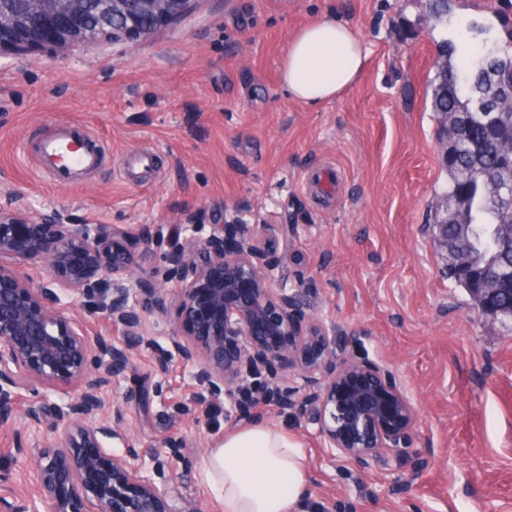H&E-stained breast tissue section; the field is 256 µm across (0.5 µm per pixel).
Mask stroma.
Returning <instances> with one entry per match:
<instances>
[{"instance_id": "stroma-1", "label": "stroma", "mask_w": 512, "mask_h": 512, "mask_svg": "<svg viewBox=\"0 0 512 512\" xmlns=\"http://www.w3.org/2000/svg\"><path fill=\"white\" fill-rule=\"evenodd\" d=\"M428 0H196L138 43L75 44L58 52L0 53V196L38 211L67 209L87 224L149 226L147 270L191 215L214 224H292L278 246L297 295L335 339L337 361L383 365L416 412L410 452L383 475L328 457L308 412L265 404L226 416L223 398L198 404L191 368L156 360L181 331L176 308L131 336L80 304L68 314L93 339L127 348L130 364L106 381L40 397L23 384L0 394V498L37 494L17 447L53 439V408L93 392L98 417L124 438L115 453L160 458L170 495L224 512L204 477L225 434L264 424L298 439L314 482L297 512H512V320L493 319L449 279L430 205L447 186L426 98L441 32ZM349 22L369 56L359 81L320 106L293 101L282 53L302 25ZM476 21L505 42L512 0H453L449 27ZM81 131L100 147L97 169L61 184L34 162L39 140ZM153 163L131 168L134 154ZM45 405L41 423L30 406Z\"/></svg>"}]
</instances>
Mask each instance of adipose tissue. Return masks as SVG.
I'll list each match as a JSON object with an SVG mask.
<instances>
[{"label": "adipose tissue", "instance_id": "1", "mask_svg": "<svg viewBox=\"0 0 512 512\" xmlns=\"http://www.w3.org/2000/svg\"><path fill=\"white\" fill-rule=\"evenodd\" d=\"M367 58L368 49L353 27L318 19L290 39L280 81L295 102L317 106L352 88ZM205 477L224 512H295L313 483L301 444L263 425L226 434L209 451Z\"/></svg>", "mask_w": 512, "mask_h": 512}]
</instances>
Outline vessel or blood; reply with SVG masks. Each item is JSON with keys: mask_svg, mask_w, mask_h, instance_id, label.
<instances>
[{"mask_svg": "<svg viewBox=\"0 0 512 512\" xmlns=\"http://www.w3.org/2000/svg\"><path fill=\"white\" fill-rule=\"evenodd\" d=\"M100 161L98 146L83 133H65L44 140L36 152V162L55 180H68L77 170L95 168Z\"/></svg>", "mask_w": 512, "mask_h": 512, "instance_id": "1", "label": "vessel or blood"}]
</instances>
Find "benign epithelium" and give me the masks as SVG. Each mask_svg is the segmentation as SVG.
<instances>
[{"label":"benign epithelium","mask_w":512,"mask_h":512,"mask_svg":"<svg viewBox=\"0 0 512 512\" xmlns=\"http://www.w3.org/2000/svg\"><path fill=\"white\" fill-rule=\"evenodd\" d=\"M195 0H102L101 25L135 43L149 31L139 14L152 12L165 24L185 13ZM8 0H0V51L34 52L92 43L98 36L84 26L77 0H27L24 19L4 20ZM187 222L189 232L153 271L117 246L131 236L143 245L153 238L112 224L75 222L54 210L28 216L9 198L0 203V394L4 387L35 381L47 393L71 385L88 371L97 352L108 357L106 374L123 375L130 354L104 342L92 345L85 331L67 316L64 299H78L87 312L105 314L137 336L148 318L161 317L177 304L187 334L171 333L170 349L158 358L165 373L173 360L193 369L205 403L224 395L227 414L249 405L296 403L315 406L312 421L325 451L381 472L393 471L408 452L415 422L409 398L388 371L350 359L332 368L334 351L325 326L296 301L280 274L282 260L270 244L285 240L286 224H248L237 220L211 225ZM47 268L50 280L36 283L26 264ZM485 298L512 284L501 267L487 269ZM267 371L288 380L276 382L259 397L248 379ZM96 396L85 392L59 407L57 439L41 448H20L38 485V502H0L3 512H196L162 491L158 459L147 465L104 446L120 432L92 421Z\"/></svg>","instance_id":"1"}]
</instances>
